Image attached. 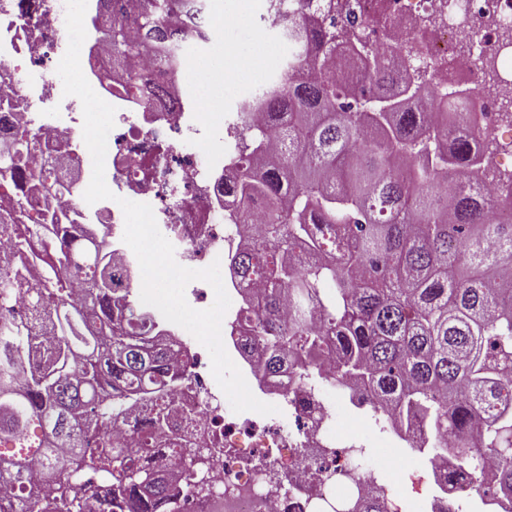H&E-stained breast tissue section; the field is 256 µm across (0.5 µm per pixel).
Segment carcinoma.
<instances>
[{
  "label": "carcinoma",
  "instance_id": "carcinoma-1",
  "mask_svg": "<svg viewBox=\"0 0 512 512\" xmlns=\"http://www.w3.org/2000/svg\"><path fill=\"white\" fill-rule=\"evenodd\" d=\"M99 2L110 23L112 58L179 66L186 38L210 40L207 0ZM283 35L294 50L280 77L260 92L263 112L241 119L237 176L224 184L250 239L229 261L231 277L264 289L247 298L257 368L277 377L305 358L303 377L341 353L336 379L367 386L397 425L427 430L432 458L450 452L470 484L483 487L480 461L500 463L495 483L512 496V221L494 223L491 195H459L452 182L481 151L465 131L450 142L424 92L443 112L460 108L453 74L401 45L405 74L388 69L389 50L336 26V0H301ZM356 58L359 96L329 62ZM30 131L0 150V185L14 191L13 259L0 263V478L17 484L7 512H178V470L206 487V449L169 440L170 466L151 448L177 412L189 374L170 359L184 350L115 283L112 242L44 215L29 224L19 183L56 189L28 170ZM87 277L95 325L69 303L71 276ZM26 303L31 321L15 315ZM143 415L124 445L112 426ZM35 469L41 483L29 487Z\"/></svg>",
  "mask_w": 512,
  "mask_h": 512
}]
</instances>
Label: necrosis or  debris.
<instances>
[{
  "label": "necrosis or debris",
  "instance_id": "4bbe7bcc",
  "mask_svg": "<svg viewBox=\"0 0 512 512\" xmlns=\"http://www.w3.org/2000/svg\"><path fill=\"white\" fill-rule=\"evenodd\" d=\"M357 22L382 18L376 32L381 43L395 45L428 30L429 55L445 61L465 89L462 116H449V137L478 132L497 151L483 152L482 162L458 181L461 191H491L498 219L512 217V181L495 180L500 150L511 144L512 116L501 110L512 101V0H345ZM65 0H0V140L26 129L36 134L30 165L49 161V180L68 183L70 194L51 198L41 188L27 191L31 215L53 213L59 218L81 211L82 223L94 224L98 214L87 211L83 194L91 180V155L83 140L80 101L63 95L53 64L66 48ZM475 31L468 56L455 53L460 27ZM493 64L494 92L482 87L478 63ZM81 67L99 96L114 106V127L107 138L106 161L112 168V191L121 198L150 204L161 233L174 245L177 262L191 269L208 267L239 247L243 228L223 222L224 180L237 144L235 121L226 112L199 119L208 102L207 70L180 68L171 72L140 62H112V49L102 27L85 39ZM140 72V99L125 92V75ZM193 381L180 390L181 414L170 432L191 446L210 449L207 464L211 492L198 494L178 480L181 512H315L324 505L339 512L350 498L376 497L384 512H401L393 493L380 482L383 459L360 464L358 486L346 483L361 443L347 439L336 418V404L321 390L290 372L268 380L260 391L281 410L280 417L233 412L212 400L216 385L211 358L198 347L190 367ZM442 495L419 501L420 512H462L460 501L447 495V485H467L465 472L451 464L432 470Z\"/></svg>",
  "mask_w": 512,
  "mask_h": 512
}]
</instances>
